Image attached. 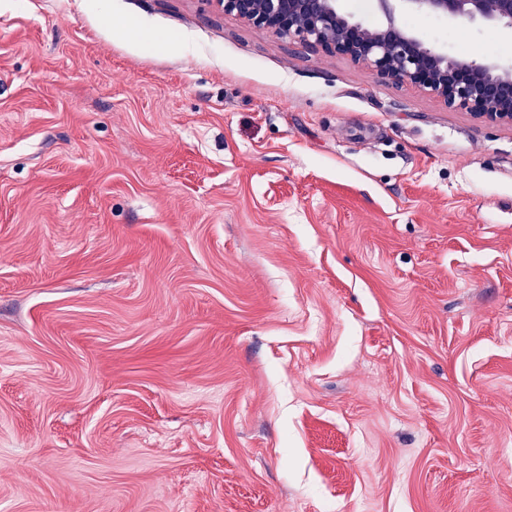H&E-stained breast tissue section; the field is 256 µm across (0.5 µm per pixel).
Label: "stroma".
<instances>
[{
  "label": "stroma",
  "instance_id": "1",
  "mask_svg": "<svg viewBox=\"0 0 512 512\" xmlns=\"http://www.w3.org/2000/svg\"><path fill=\"white\" fill-rule=\"evenodd\" d=\"M0 512H512V126L210 0H0Z\"/></svg>",
  "mask_w": 512,
  "mask_h": 512
}]
</instances>
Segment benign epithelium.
Listing matches in <instances>:
<instances>
[{
	"mask_svg": "<svg viewBox=\"0 0 512 512\" xmlns=\"http://www.w3.org/2000/svg\"><path fill=\"white\" fill-rule=\"evenodd\" d=\"M224 12L328 56L364 64L382 78L409 84L492 125L512 124V61L451 57L408 27V15L448 23H481L512 36V0H379L376 27L342 8L341 0H215Z\"/></svg>",
	"mask_w": 512,
	"mask_h": 512,
	"instance_id": "benign-epithelium-1",
	"label": "benign epithelium"
}]
</instances>
